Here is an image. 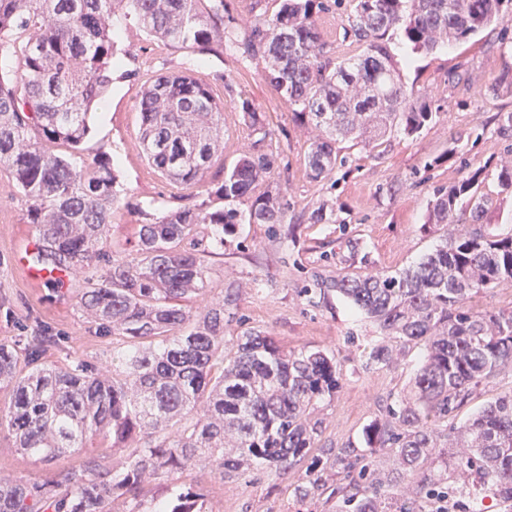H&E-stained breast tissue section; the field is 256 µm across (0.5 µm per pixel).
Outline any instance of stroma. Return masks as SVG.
<instances>
[{
	"mask_svg": "<svg viewBox=\"0 0 512 512\" xmlns=\"http://www.w3.org/2000/svg\"><path fill=\"white\" fill-rule=\"evenodd\" d=\"M224 5V31L233 39L279 7L277 0H224ZM350 9V0H330L319 15L332 57L359 51L343 38ZM111 23L121 52L111 84L90 109L84 146L86 156L99 151L110 156L121 189L108 234L113 259L134 258L135 231L146 215L160 217L208 198L205 186L173 188L148 164L139 142L144 85L159 74L189 70L211 84L224 106V148L213 159L215 173L232 166L255 140L239 110L241 99L250 100L270 130L261 148L274 154L276 164L266 184L285 196L286 221L228 227L223 249L208 258L210 287L188 306L193 316H200L234 285L241 289L238 322L226 330L225 344H232L243 325L291 350L333 353L344 385L333 399L316 405L314 415L322 421L318 445L339 448L360 440L364 429L383 417L387 403L411 393L423 350L410 346L391 365L364 368L362 354L381 340L379 328L345 298L316 291L315 285L344 272L402 269L432 252L443 229L429 223V203L437 188L457 183L468 171L483 170V191L498 196L488 215L490 227L512 232V197L498 195L495 179L500 165L512 163V138L498 132L501 117L512 113V92L493 89L502 74L512 72V20L431 53L414 50L403 30L395 29L389 46L401 79L407 88L431 90L436 116L412 135L395 132L367 146L339 141L341 162L320 180L308 176L304 162L316 131L295 121L269 83L263 63L229 49L216 57L170 46L136 31L120 12ZM320 208L326 218L317 223L311 214ZM36 237L25 197L7 169L0 168V341L30 335L39 324L59 339L49 346L46 361L71 355L98 366L109 363L111 337L99 334L79 306L90 268L69 271L54 286L38 283L26 272L31 261L25 252ZM510 393L512 369L482 379L460 409L458 423ZM84 455L75 448L44 463L22 453L2 433L0 479L41 483L78 466ZM304 471L300 464L274 478L255 466L245 475L222 480L202 461L182 481L206 495L211 512H337L335 501L322 496L296 507L292 493Z\"/></svg>",
	"mask_w": 512,
	"mask_h": 512,
	"instance_id": "stroma-1",
	"label": "stroma"
}]
</instances>
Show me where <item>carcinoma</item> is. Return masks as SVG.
Segmentation results:
<instances>
[{
    "instance_id": "1",
    "label": "carcinoma",
    "mask_w": 512,
    "mask_h": 512,
    "mask_svg": "<svg viewBox=\"0 0 512 512\" xmlns=\"http://www.w3.org/2000/svg\"><path fill=\"white\" fill-rule=\"evenodd\" d=\"M511 1L352 0L344 37L363 50L338 61L317 23L323 0H279L235 48L269 67L296 121L324 132L305 155L309 177L318 180L335 169L337 142L409 135L433 118L427 91H409L400 79L387 40L392 29L402 26L413 49L428 53L498 22ZM118 9L133 16L138 31L171 46L224 55V0H0V58L18 55L17 74L0 76V165L29 202L38 235L32 264L50 274L95 265L80 305L98 329L122 338L112 347L110 375L77 357L45 362L56 340L42 327L0 342V389L10 393L0 433L46 461L72 448H119L141 432L146 438L119 467L92 450L49 484L0 479V512H107L114 500L142 512L146 475L181 474L202 456L222 480L254 464L280 476L308 458L299 500L327 491L347 512H432L436 491L469 495L448 471V444L438 443L450 431L460 448L455 468L478 475L512 512V394L454 425L471 386L512 368V310L475 312L468 305L480 290L512 283V234L487 225L493 199L481 190V172L434 194L430 222L445 228L443 242L420 262L394 272H346L325 284L387 339L425 349L411 395L368 425L361 444L338 449L331 482L313 454L322 433L314 401L343 387L335 358L291 351L253 328L225 347L239 293L232 285L197 320L181 304L209 285V249L224 247L225 227L238 221L230 204L253 195L248 221L285 220L284 197L255 194L275 158L259 149L269 132L249 100L241 112L260 138L209 192L229 208L170 211L139 225L132 261L112 260V160L105 152L84 159L78 151L89 133L88 110L112 82L118 41L110 18ZM139 111L150 166L174 185L198 184L224 132L209 84L188 72L161 75L144 87ZM59 142L74 153L57 154ZM497 188L512 196V165L500 167ZM202 225L210 228L203 249ZM399 354L381 341L364 364L387 365ZM375 448L393 457L390 475L370 463ZM152 512H208L207 498L174 481Z\"/></svg>"
}]
</instances>
